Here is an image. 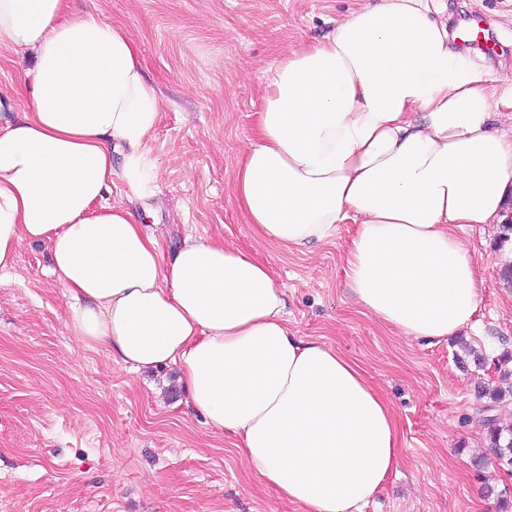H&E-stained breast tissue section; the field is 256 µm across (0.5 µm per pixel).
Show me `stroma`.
I'll return each mask as SVG.
<instances>
[{
    "instance_id": "stroma-1",
    "label": "stroma",
    "mask_w": 512,
    "mask_h": 512,
    "mask_svg": "<svg viewBox=\"0 0 512 512\" xmlns=\"http://www.w3.org/2000/svg\"><path fill=\"white\" fill-rule=\"evenodd\" d=\"M97 4L130 35L162 101L148 145L155 193L129 204L167 249L186 236L230 244L275 270L288 326L359 364L392 404L399 461L363 512H501L487 489L512 494L478 423L490 407L512 426V399L491 402L512 355V231L470 224L460 237L482 282L476 325L440 343L390 331L348 295L343 258L354 227L287 251L260 241L235 202V170L252 135L268 68L324 36L356 0H68ZM449 21L481 14L512 43V0H446ZM500 121L512 116V56L473 59ZM30 57L0 49V124L19 117L14 94ZM49 247L22 244L0 272V512H301L245 465L232 438L185 404L177 366L135 372L107 347L65 328L68 299L49 273Z\"/></svg>"
}]
</instances>
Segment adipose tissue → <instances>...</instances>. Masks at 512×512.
I'll return each mask as SVG.
<instances>
[{
    "mask_svg": "<svg viewBox=\"0 0 512 512\" xmlns=\"http://www.w3.org/2000/svg\"><path fill=\"white\" fill-rule=\"evenodd\" d=\"M433 0H361L270 70L232 184L261 241L303 250L341 224L364 313L439 342L470 326L480 285L457 231L499 224L512 123L454 53ZM31 55L20 118L0 127V271L45 242L66 327L131 370L175 365L186 404L304 512H362L395 468L399 425L357 364L288 329L274 269L186 238L165 254L114 180L154 192L161 99L133 39L66 0H0V48ZM121 163H114L113 153Z\"/></svg>",
    "mask_w": 512,
    "mask_h": 512,
    "instance_id": "obj_1",
    "label": "adipose tissue"
}]
</instances>
